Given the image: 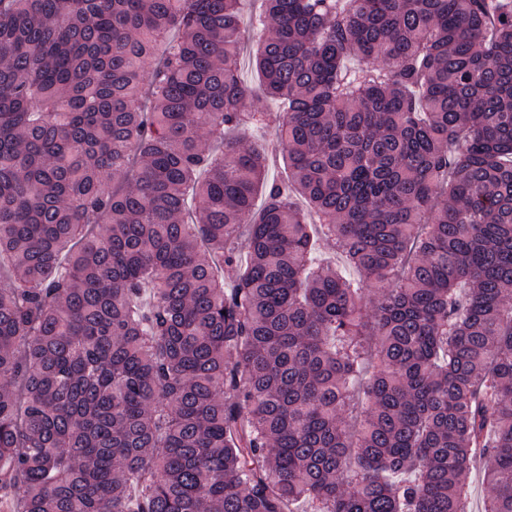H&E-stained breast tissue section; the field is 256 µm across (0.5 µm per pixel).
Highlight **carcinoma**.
<instances>
[{"mask_svg": "<svg viewBox=\"0 0 512 512\" xmlns=\"http://www.w3.org/2000/svg\"><path fill=\"white\" fill-rule=\"evenodd\" d=\"M241 4L0 0V503L512 512V0ZM240 76L244 83L246 84V86L252 89L253 95L249 99V103L252 106L258 108H265L270 112L277 111L278 104L276 102L266 100L264 96L257 74L252 66L248 51L246 54H244L240 62Z\"/></svg>", "mask_w": 512, "mask_h": 512, "instance_id": "1", "label": "carcinoma"}]
</instances>
